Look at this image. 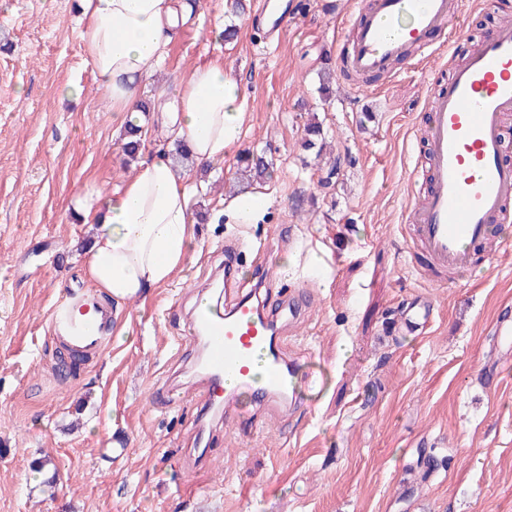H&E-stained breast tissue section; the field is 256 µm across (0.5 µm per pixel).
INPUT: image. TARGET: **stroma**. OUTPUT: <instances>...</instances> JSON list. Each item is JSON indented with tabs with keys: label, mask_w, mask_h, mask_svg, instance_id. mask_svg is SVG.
I'll return each instance as SVG.
<instances>
[{
	"label": "stroma",
	"mask_w": 512,
	"mask_h": 512,
	"mask_svg": "<svg viewBox=\"0 0 512 512\" xmlns=\"http://www.w3.org/2000/svg\"><path fill=\"white\" fill-rule=\"evenodd\" d=\"M207 2L142 93L213 60L240 85V140L189 171L201 256L145 299L112 306L111 343L66 369L50 309L94 291L76 201L118 190L136 164L82 49L80 0H0V512H512V374L497 391L486 385L500 358L492 322L512 303V252L440 282L413 266L403 229L429 186L405 172L427 165L430 97L512 16V0L490 10L463 0V38L393 79L335 76L327 101L321 60L349 51L361 0H298L276 33L261 0L238 15ZM218 20L237 24L236 40L213 36ZM312 118L329 159L302 146ZM248 149L272 163L270 179L237 183ZM249 192L268 206L244 223L234 201ZM231 242L244 275L263 264L284 294L311 295L288 351L312 384L293 413L240 433L198 402L199 349L185 327ZM414 298L432 310L426 324L405 317ZM115 438L128 454L112 456ZM39 458L51 465L38 473Z\"/></svg>",
	"instance_id": "obj_1"
}]
</instances>
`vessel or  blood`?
Instances as JSON below:
<instances>
[{"mask_svg":"<svg viewBox=\"0 0 512 512\" xmlns=\"http://www.w3.org/2000/svg\"><path fill=\"white\" fill-rule=\"evenodd\" d=\"M461 0H364L348 66L356 73L390 71L408 48L432 57L437 37L456 30ZM512 113V25L498 26L470 50L429 104L424 139L430 188L407 213L416 238L435 267L462 274L471 266V245L495 239L497 226L512 222V159L505 153L503 122ZM279 313L266 311L259 294L223 309L197 308L192 333L200 341L197 370L203 396L233 426L242 425L240 391L270 412L288 404L299 374L282 343L300 311L287 297ZM53 332L74 348H104L99 312L69 298L51 308ZM496 346L512 355V319L493 323Z\"/></svg>","mask_w":512,"mask_h":512,"instance_id":"obj_1","label":"vessel or blood"}]
</instances>
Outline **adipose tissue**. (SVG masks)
<instances>
[{
  "instance_id": "adipose-tissue-1",
  "label": "adipose tissue",
  "mask_w": 512,
  "mask_h": 512,
  "mask_svg": "<svg viewBox=\"0 0 512 512\" xmlns=\"http://www.w3.org/2000/svg\"><path fill=\"white\" fill-rule=\"evenodd\" d=\"M81 33L97 83L109 93L110 109L124 124L137 121L140 87L159 68L164 47L197 11L190 0H81ZM239 85L220 62L193 67L159 89L158 138L187 145L200 164L223 160L240 139ZM163 149L146 155L116 192L87 198L82 213L94 227L84 253L92 285L120 303L145 297L197 258L190 185Z\"/></svg>"
}]
</instances>
